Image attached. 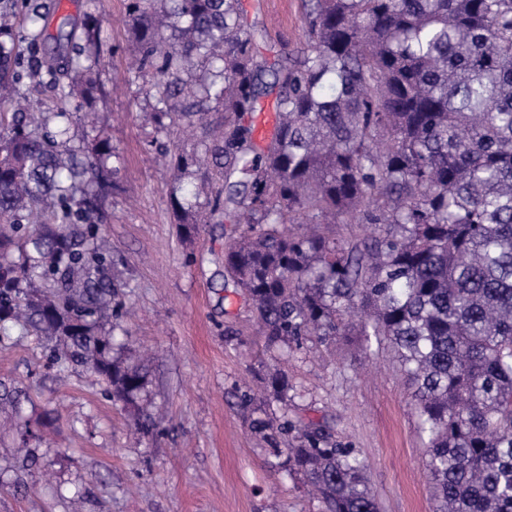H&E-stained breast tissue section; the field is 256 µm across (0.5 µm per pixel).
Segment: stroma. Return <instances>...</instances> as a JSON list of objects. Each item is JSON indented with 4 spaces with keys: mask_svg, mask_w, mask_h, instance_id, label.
Instances as JSON below:
<instances>
[{
    "mask_svg": "<svg viewBox=\"0 0 512 512\" xmlns=\"http://www.w3.org/2000/svg\"><path fill=\"white\" fill-rule=\"evenodd\" d=\"M102 20L98 116L122 158L104 234L122 274L126 314L116 358L146 354L145 388L116 403L94 373L46 367L31 336L0 337V512H321L300 480L271 468L268 443L249 426L244 394L274 367L288 372L287 402L270 416L326 422L366 459L381 512H436L411 393L391 349L361 351L308 340L267 353L243 298L224 286V244L237 225L178 234L172 174L146 140L144 102L126 84V0H33ZM259 51L305 40L302 0H241ZM147 413L155 433L138 431ZM43 433L37 465L17 453L16 419Z\"/></svg>",
    "mask_w": 512,
    "mask_h": 512,
    "instance_id": "1",
    "label": "stroma"
}]
</instances>
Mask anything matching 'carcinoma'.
I'll return each instance as SVG.
<instances>
[{
	"instance_id": "cac0c4a2",
	"label": "carcinoma",
	"mask_w": 512,
	"mask_h": 512,
	"mask_svg": "<svg viewBox=\"0 0 512 512\" xmlns=\"http://www.w3.org/2000/svg\"><path fill=\"white\" fill-rule=\"evenodd\" d=\"M303 6L305 43L270 62L240 0H127L128 84L177 172V223L188 237L243 225L224 279L267 350L388 343L439 512H512V0ZM16 18L0 6V335L43 338L58 371L83 367L131 403L145 376L112 357L123 313L102 222L121 158L91 118L100 18L64 15L51 31L30 9L24 52ZM45 74L89 108L82 140L74 113L30 111L22 80ZM271 94L279 122L262 145L245 116ZM288 389L275 369L244 405L264 414ZM251 427L324 512H378L366 460L326 426Z\"/></svg>"
}]
</instances>
